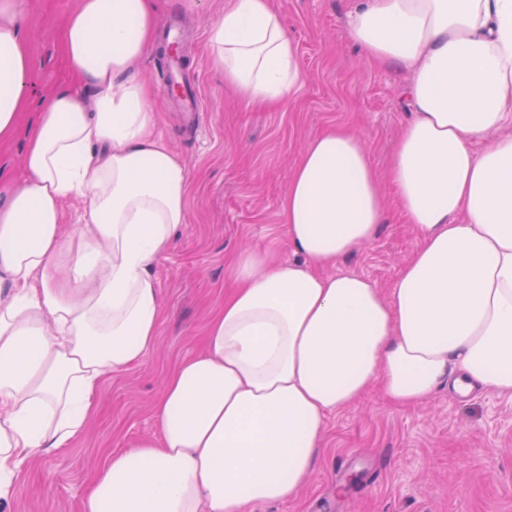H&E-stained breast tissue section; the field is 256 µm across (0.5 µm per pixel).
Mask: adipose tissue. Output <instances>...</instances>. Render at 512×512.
<instances>
[{"mask_svg": "<svg viewBox=\"0 0 512 512\" xmlns=\"http://www.w3.org/2000/svg\"><path fill=\"white\" fill-rule=\"evenodd\" d=\"M156 31L155 0H78L59 32L74 85L37 100L23 0H0V141L25 140L24 175L0 202V499L33 453L84 430L107 376L157 343L151 268L187 221L188 174L155 136L134 69ZM344 36L409 77L414 117L388 176L419 248L386 291L332 273L386 212L360 137L310 140L281 204L297 261L268 246L229 260L204 351L164 380L157 436L108 454L81 512L287 500L310 479L327 415L375 384L408 406L455 373L512 396V0H358ZM211 61L249 106L285 102L302 80L272 0H230ZM68 198L82 217L66 235Z\"/></svg>", "mask_w": 512, "mask_h": 512, "instance_id": "adipose-tissue-1", "label": "adipose tissue"}]
</instances>
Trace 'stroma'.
<instances>
[{"label":"stroma","instance_id":"obj_1","mask_svg":"<svg viewBox=\"0 0 512 512\" xmlns=\"http://www.w3.org/2000/svg\"><path fill=\"white\" fill-rule=\"evenodd\" d=\"M76 2L25 0L36 97L69 82L58 36ZM226 2L157 0L159 20L179 16L185 69L201 92L199 129L171 108L159 50L135 65L153 93L156 132L188 173V221L152 267L165 303L157 344L102 383L85 429L68 447L35 456L0 499V512H80L102 459L155 435L162 381L202 351L209 316L224 300L228 259L270 241L282 260L292 259L281 201L303 147L343 126L361 137L383 172L412 117L406 73L367 66L345 41L353 0H273L297 44L304 82L279 107H245L209 58L211 26ZM383 193L386 224L335 270L385 290L420 239L398 210L393 187L384 185ZM247 512H512V398L480 390L459 399L444 385L424 404L399 407L371 387L328 414L309 484Z\"/></svg>","mask_w":512,"mask_h":512}]
</instances>
